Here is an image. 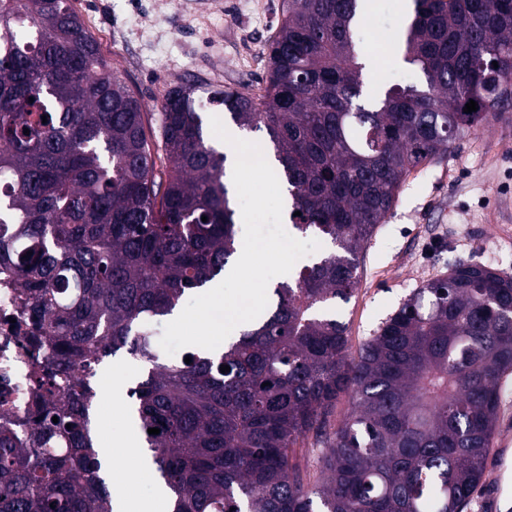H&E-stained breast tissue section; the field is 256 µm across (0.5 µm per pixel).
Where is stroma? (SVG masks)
I'll list each match as a JSON object with an SVG mask.
<instances>
[{"instance_id":"stroma-1","label":"stroma","mask_w":512,"mask_h":512,"mask_svg":"<svg viewBox=\"0 0 512 512\" xmlns=\"http://www.w3.org/2000/svg\"><path fill=\"white\" fill-rule=\"evenodd\" d=\"M193 14L187 0H72L99 41L113 74L149 111L179 83L210 86L214 60L224 64V87L261 92L268 45L282 0H211ZM357 34L383 42L401 22L398 0H372ZM461 262L512 274V125L479 127L443 162L429 163L405 179L383 224L364 249L360 282L343 307L352 344L372 335L409 295ZM156 471L138 474L121 456L110 487L150 497Z\"/></svg>"}]
</instances>
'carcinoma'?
<instances>
[{
  "label": "carcinoma",
  "instance_id": "1",
  "mask_svg": "<svg viewBox=\"0 0 512 512\" xmlns=\"http://www.w3.org/2000/svg\"><path fill=\"white\" fill-rule=\"evenodd\" d=\"M361 11L282 0L263 92L219 93L233 124L266 136L293 229L332 249L187 364L160 358L146 321L240 245L197 88H170L150 116L70 0H0V264L55 352L27 439L0 425V512H113L79 373L121 350L146 367L128 395L172 512H463L479 492L512 374V275L460 263L354 352L341 307L405 177L489 119L512 122V0H413L400 43L418 83L370 95ZM343 395L352 411L334 425ZM310 437L306 482L295 448Z\"/></svg>",
  "mask_w": 512,
  "mask_h": 512
}]
</instances>
